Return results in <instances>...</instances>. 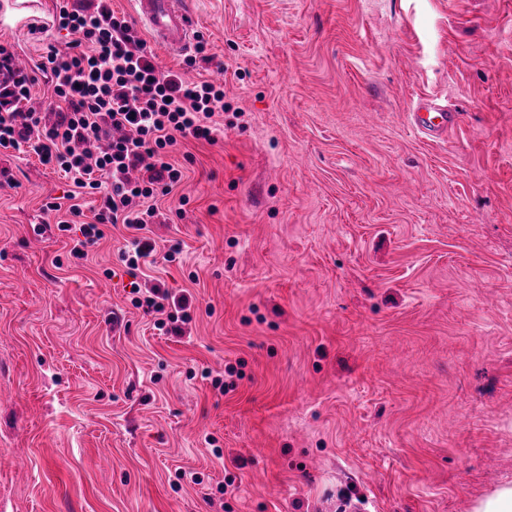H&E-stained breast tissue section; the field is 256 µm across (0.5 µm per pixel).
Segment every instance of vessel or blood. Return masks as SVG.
<instances>
[{"label":"vessel or blood","instance_id":"1","mask_svg":"<svg viewBox=\"0 0 512 512\" xmlns=\"http://www.w3.org/2000/svg\"><path fill=\"white\" fill-rule=\"evenodd\" d=\"M133 14L151 38L171 53L184 50L194 37V18L183 0H132ZM411 127L431 139L445 138L460 120L459 112L426 100L408 114Z\"/></svg>","mask_w":512,"mask_h":512}]
</instances>
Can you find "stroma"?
<instances>
[{"mask_svg":"<svg viewBox=\"0 0 512 512\" xmlns=\"http://www.w3.org/2000/svg\"><path fill=\"white\" fill-rule=\"evenodd\" d=\"M186 2L210 63L154 61L224 112L149 227L184 335L128 229L74 259L68 181L0 156V512H473L512 484V0ZM408 118L411 127L419 134L431 139H443L459 123L460 113L434 99L418 103L408 113ZM121 252V259L131 270H137L142 260L155 251V243L147 236L134 235ZM132 293L140 295L137 296L136 302L146 313L165 312L166 308H170V311H167L166 320L159 319L155 322L156 327L167 335H183L182 326L193 319L190 300L186 294L173 296L157 285L143 292L137 283L132 284Z\"/></svg>","mask_w":512,"mask_h":512,"instance_id":"35a3bbf8","label":"stroma"}]
</instances>
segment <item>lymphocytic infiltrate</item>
<instances>
[{"mask_svg":"<svg viewBox=\"0 0 512 512\" xmlns=\"http://www.w3.org/2000/svg\"><path fill=\"white\" fill-rule=\"evenodd\" d=\"M53 24L68 37L64 48L48 46L30 69L17 68L13 46L0 44V150L33 152L72 182L69 207L53 201L44 209L65 208L80 219L74 257H83L102 238L103 225L120 224L134 232L121 259L138 269L155 250L144 231L159 215L156 198L170 194L182 179L168 154L190 139L216 142L224 89L157 70L146 40L115 15L110 0H56ZM41 76L52 88L46 114L29 106ZM82 190L98 200L88 222L75 202ZM132 291L145 312L159 313L156 326L165 334L182 335L191 322L187 295L157 286L136 285Z\"/></svg>","mask_w":512,"mask_h":512,"instance_id":"f902f5d3","label":"lymphocytic infiltrate"}]
</instances>
